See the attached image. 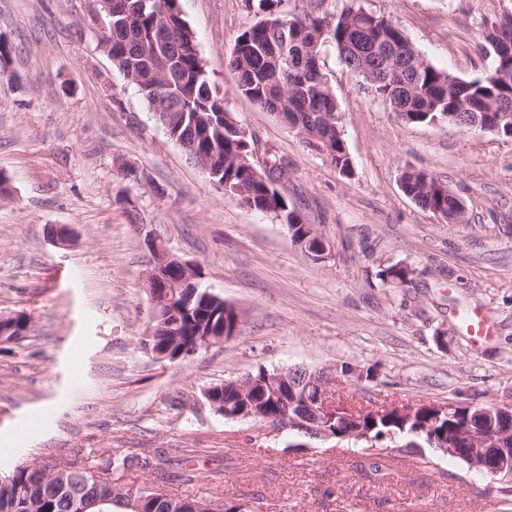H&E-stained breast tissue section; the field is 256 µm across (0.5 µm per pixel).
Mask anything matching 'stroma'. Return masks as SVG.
<instances>
[{
  "label": "stroma",
  "instance_id": "stroma-1",
  "mask_svg": "<svg viewBox=\"0 0 512 512\" xmlns=\"http://www.w3.org/2000/svg\"><path fill=\"white\" fill-rule=\"evenodd\" d=\"M224 107L275 153L280 188L331 254L312 261L269 216L218 190L156 120L99 44L98 0H0V315L31 330L0 345V476L46 456L97 462L165 449L173 464L120 474L245 512H497L491 477L448 456L388 461L350 442L290 446L282 432L215 413L203 393L258 368L341 366L336 397L369 408L450 401L512 405V140L442 122L408 125L333 51L323 70L351 158L341 175L273 113L237 90L225 64L254 19L248 0H178ZM434 66L487 71L482 31L512 0H364ZM427 172L459 197L445 222L400 186ZM67 228L71 242H53ZM198 264L243 313L238 336L182 362L143 349L151 301L144 246ZM399 263L410 283H381ZM466 313L489 317L474 342ZM371 378H363V371ZM198 477L181 478L178 460Z\"/></svg>",
  "mask_w": 512,
  "mask_h": 512
}]
</instances>
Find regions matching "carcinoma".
Here are the masks:
<instances>
[{"label":"carcinoma","instance_id":"1","mask_svg":"<svg viewBox=\"0 0 512 512\" xmlns=\"http://www.w3.org/2000/svg\"><path fill=\"white\" fill-rule=\"evenodd\" d=\"M284 0H258L256 20L237 35L228 64L238 74V91L267 112L282 114V121L315 139L326 159L339 173L351 172L349 152L337 118L336 98L321 68L326 46L333 48L339 62L362 79L365 88L382 100L407 124H432L448 119L451 112L477 117L496 135L512 139V127L498 124L500 112L512 113V15L491 23L484 36L483 50L493 56V66L470 80L458 78L429 63L403 28L390 18L368 10L361 0H348L340 13L320 14L284 11ZM112 64L122 76L129 71L138 79L131 84L159 113L157 120L176 143L194 146L212 170L219 173L229 191H237L249 207L280 220L290 215L291 204L271 187L276 160L265 162L255 172L239 162L255 151L232 113L216 104L212 86L194 34L176 0H111ZM402 189L421 207L442 215L453 210L455 199L436 188V180L425 181L414 171L403 175ZM413 270L392 264L378 272L385 284L411 282ZM180 324L156 315L142 345L156 349L174 336H205L221 333L231 320L224 297L204 287L186 288L173 303ZM26 313L3 322L8 335L30 329ZM219 410L250 407L265 416L283 415L288 405L271 393L240 398L234 381L226 380L206 389ZM487 404L458 405L444 413L432 405L418 408L415 420L406 421L394 412L366 416L355 423L343 414L329 423L338 434L363 427L369 438L385 441L386 456L397 460L410 444L436 448L450 439L455 447L467 448L466 427L498 435L496 451L512 455V417L482 419ZM171 464L159 455L154 460L137 456L112 459V469L130 471ZM95 466L57 461L45 457L18 466L11 473L10 486L0 490V512H82L84 502L96 498L111 501L106 512H131L129 490L93 478ZM140 512H169L162 493L135 490Z\"/></svg>","mask_w":512,"mask_h":512}]
</instances>
